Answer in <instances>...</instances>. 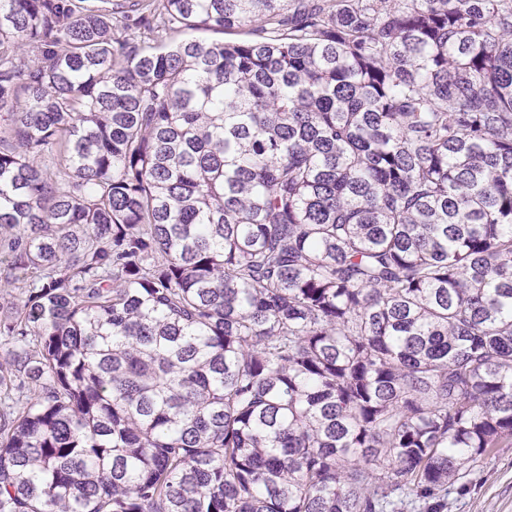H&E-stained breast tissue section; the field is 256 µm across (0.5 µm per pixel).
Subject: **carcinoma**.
Instances as JSON below:
<instances>
[{
    "label": "carcinoma",
    "mask_w": 512,
    "mask_h": 512,
    "mask_svg": "<svg viewBox=\"0 0 512 512\" xmlns=\"http://www.w3.org/2000/svg\"><path fill=\"white\" fill-rule=\"evenodd\" d=\"M0 112V512L438 509L512 445V0H0Z\"/></svg>",
    "instance_id": "obj_1"
}]
</instances>
